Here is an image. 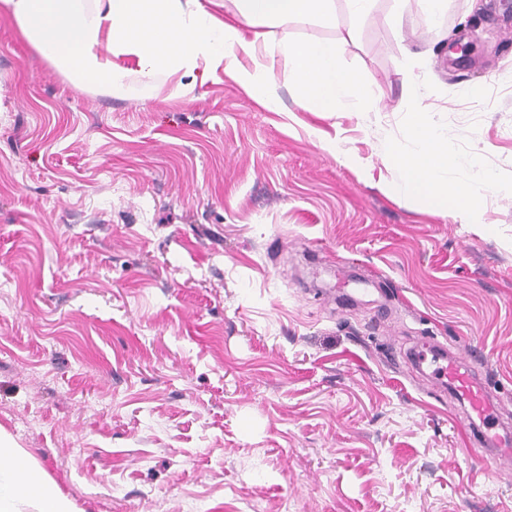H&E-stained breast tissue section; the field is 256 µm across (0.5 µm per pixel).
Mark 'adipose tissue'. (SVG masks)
Returning <instances> with one entry per match:
<instances>
[{
	"label": "adipose tissue",
	"mask_w": 512,
	"mask_h": 512,
	"mask_svg": "<svg viewBox=\"0 0 512 512\" xmlns=\"http://www.w3.org/2000/svg\"><path fill=\"white\" fill-rule=\"evenodd\" d=\"M374 0H0L20 34L75 86L112 90L130 72L152 82L157 72L234 80L258 103L281 109L277 63L288 78L305 85L297 100L305 112H332L339 104L360 111L350 98L358 77L335 45L292 40L286 27L313 21L336 25L337 6L348 16H367ZM415 153L402 159L404 191L420 202L476 220L477 202L493 188L492 175L470 160L471 178L454 197L438 193L449 162L433 150L440 135L428 128ZM75 512L70 499L27 463L20 449L0 438V512Z\"/></svg>",
	"instance_id": "ef3b65f1"
}]
</instances>
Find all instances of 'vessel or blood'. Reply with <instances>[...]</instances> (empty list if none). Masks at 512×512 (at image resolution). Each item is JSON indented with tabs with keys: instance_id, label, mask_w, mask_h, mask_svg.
<instances>
[{
	"instance_id": "obj_1",
	"label": "vessel or blood",
	"mask_w": 512,
	"mask_h": 512,
	"mask_svg": "<svg viewBox=\"0 0 512 512\" xmlns=\"http://www.w3.org/2000/svg\"><path fill=\"white\" fill-rule=\"evenodd\" d=\"M440 383L448 385L468 405L469 416L479 420L497 418L501 405L491 394L486 382L479 377L475 365L455 358L438 365L434 371Z\"/></svg>"
}]
</instances>
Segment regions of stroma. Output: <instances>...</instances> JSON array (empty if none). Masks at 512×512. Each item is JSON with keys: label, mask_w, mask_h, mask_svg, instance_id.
Here are the masks:
<instances>
[{"label": "stroma", "mask_w": 512, "mask_h": 512, "mask_svg": "<svg viewBox=\"0 0 512 512\" xmlns=\"http://www.w3.org/2000/svg\"><path fill=\"white\" fill-rule=\"evenodd\" d=\"M476 5L289 25L363 81L324 114L281 65L278 112L221 73L81 90L0 9V432L79 512H512L431 361L512 410V195L467 224L385 161L418 108L512 185V24Z\"/></svg>", "instance_id": "stroma-1"}]
</instances>
